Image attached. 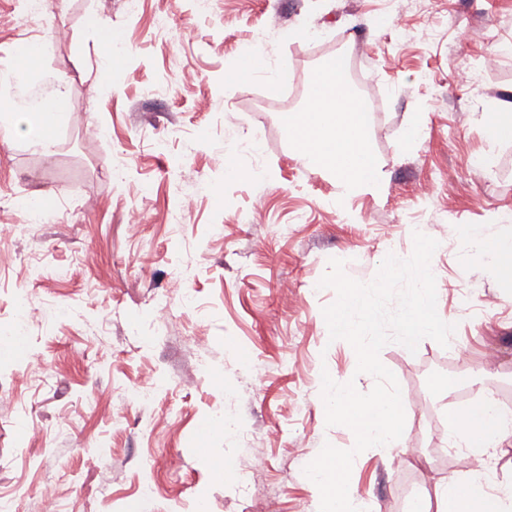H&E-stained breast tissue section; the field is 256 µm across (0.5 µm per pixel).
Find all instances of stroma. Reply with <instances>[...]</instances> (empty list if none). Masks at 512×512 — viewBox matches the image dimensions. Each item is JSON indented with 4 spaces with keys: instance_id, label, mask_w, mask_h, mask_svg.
<instances>
[{
    "instance_id": "obj_1",
    "label": "stroma",
    "mask_w": 512,
    "mask_h": 512,
    "mask_svg": "<svg viewBox=\"0 0 512 512\" xmlns=\"http://www.w3.org/2000/svg\"><path fill=\"white\" fill-rule=\"evenodd\" d=\"M0 0V69L42 46L17 107L67 90L52 161L29 151L25 124L0 140V231L15 260L0 269V496L41 512L33 490L56 484L67 512H319L305 467L324 444L348 450V427L326 423L322 373L371 391L344 340L328 341L320 287L330 259L372 281L413 234L439 243L430 266L440 312L465 362L422 340L380 353L400 386L402 445L356 456L349 490L371 512H406L402 488L434 499L472 470L445 451L448 399L512 391V282L467 251V229L512 239V140L491 138L489 112L512 110V0ZM97 24H90V15ZM170 18L167 31L154 27ZM491 24L494 44L463 41ZM119 32L108 41L104 26ZM263 42L262 66L241 76ZM381 96L370 149L381 188L345 207L330 173L301 160L283 113L303 111L316 68L338 47ZM473 83L457 86L461 71ZM234 166L228 177L226 166ZM121 176H113L114 167ZM432 183L434 190L417 188ZM183 224L162 216L187 193ZM66 212L28 223L21 202ZM139 212L142 223L129 221ZM180 273L193 303L170 295ZM496 347V366L482 355ZM150 385L144 405L134 392ZM265 465L247 473L246 454ZM154 493L143 497L144 484Z\"/></svg>"
}]
</instances>
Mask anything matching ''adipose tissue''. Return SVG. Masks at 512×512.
I'll list each match as a JSON object with an SVG mask.
<instances>
[{"mask_svg":"<svg viewBox=\"0 0 512 512\" xmlns=\"http://www.w3.org/2000/svg\"><path fill=\"white\" fill-rule=\"evenodd\" d=\"M310 98L317 106L316 111L289 112L284 116L299 156L329 166L336 182L337 201L378 190L381 174L370 150L369 114L352 93L339 59L326 61L314 72ZM49 112V107L44 106L22 116L14 107L2 106L0 129L13 131L19 118H26L27 144L51 150L55 140L41 122ZM459 416L463 424L450 426L448 438L474 456L492 458L506 440L512 439V426L500 423L492 403L460 411ZM484 478V472L474 471L464 479H452L441 485L437 493L440 507H452L454 512H479L473 490L481 486Z\"/></svg>","mask_w":512,"mask_h":512,"instance_id":"adipose-tissue-1","label":"adipose tissue"}]
</instances>
